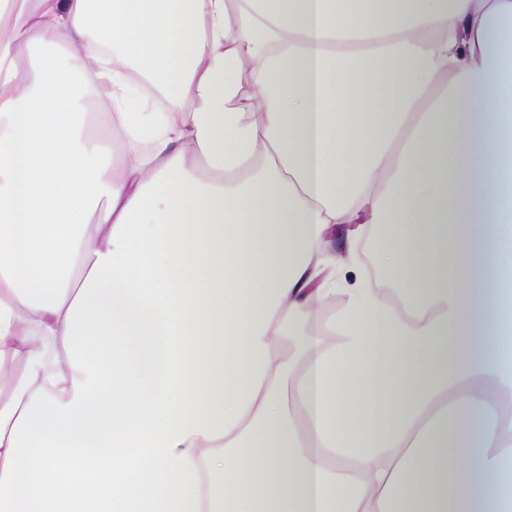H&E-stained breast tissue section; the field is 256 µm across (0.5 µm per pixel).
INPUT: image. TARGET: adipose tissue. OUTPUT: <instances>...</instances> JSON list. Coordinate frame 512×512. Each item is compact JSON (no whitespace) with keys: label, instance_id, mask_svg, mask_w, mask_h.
<instances>
[{"label":"adipose tissue","instance_id":"obj_1","mask_svg":"<svg viewBox=\"0 0 512 512\" xmlns=\"http://www.w3.org/2000/svg\"><path fill=\"white\" fill-rule=\"evenodd\" d=\"M0 512H512V0H0Z\"/></svg>","mask_w":512,"mask_h":512}]
</instances>
